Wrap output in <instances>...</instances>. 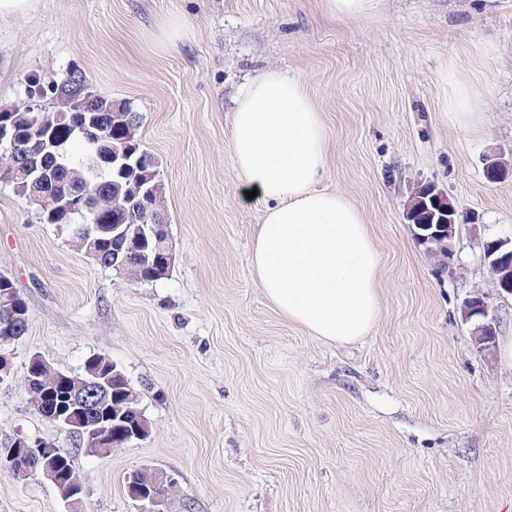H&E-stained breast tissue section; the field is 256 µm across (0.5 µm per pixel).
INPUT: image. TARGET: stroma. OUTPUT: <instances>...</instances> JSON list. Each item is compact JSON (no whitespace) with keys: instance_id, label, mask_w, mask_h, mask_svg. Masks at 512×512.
<instances>
[{"instance_id":"35a3bbf8","label":"stroma","mask_w":512,"mask_h":512,"mask_svg":"<svg viewBox=\"0 0 512 512\" xmlns=\"http://www.w3.org/2000/svg\"><path fill=\"white\" fill-rule=\"evenodd\" d=\"M173 18L186 32L169 43ZM269 69L321 112L324 184L361 212L381 257L378 320L350 345L288 321L250 264L264 206L243 196L231 119ZM72 71L139 113L174 262L130 281L0 183V273L29 307L0 382V512H137L126 478L142 468L174 478L172 512H512V296L482 249L512 234V0H379L364 21L322 0H38L0 18V108L27 104L28 78ZM455 79L478 94L465 125L448 110ZM427 185L457 209L448 261L408 218ZM473 294L496 319L490 353L464 317ZM35 354L71 373L94 354L117 363L148 437L78 451L28 402ZM19 438L71 455L75 503L14 474Z\"/></svg>"}]
</instances>
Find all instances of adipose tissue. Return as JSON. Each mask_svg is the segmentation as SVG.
I'll return each mask as SVG.
<instances>
[{"label": "adipose tissue", "instance_id": "obj_1", "mask_svg": "<svg viewBox=\"0 0 512 512\" xmlns=\"http://www.w3.org/2000/svg\"><path fill=\"white\" fill-rule=\"evenodd\" d=\"M241 186L265 207L250 262L288 320L332 343L366 336L379 316L380 255L362 214L323 189L327 139L303 84L277 70L253 79L233 113Z\"/></svg>", "mask_w": 512, "mask_h": 512}]
</instances>
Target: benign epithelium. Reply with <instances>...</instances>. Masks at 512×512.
Here are the masks:
<instances>
[{
	"label": "benign epithelium",
	"instance_id": "obj_1",
	"mask_svg": "<svg viewBox=\"0 0 512 512\" xmlns=\"http://www.w3.org/2000/svg\"><path fill=\"white\" fill-rule=\"evenodd\" d=\"M32 111L31 123L34 130L40 133L35 143L30 144L18 140L11 134L8 127L0 123V154L8 156L12 162V170L21 171L24 177L32 178L37 185H46L51 178L45 159L54 154L57 144L44 134L46 124V108L39 100H30ZM89 194L82 199L71 200L68 212L79 216L76 231L84 238L98 233L95 224L86 223L85 211L88 209ZM434 205L444 217L439 223L417 225V239L425 244L434 235L446 234L452 238L456 234L455 220L449 214L456 212L455 207L448 206V197L441 192L434 194ZM134 215L128 224L112 225V256L105 258L102 253L92 250L87 255L96 262L110 266L120 273L134 263L146 259L143 253H134L128 245L130 235L142 238L157 235L158 225L162 223L159 216L133 208ZM483 257L488 264L499 269V288L512 294V235L499 237L483 245ZM6 306L0 318V343L8 344L17 339L25 331L29 316L23 309L5 299ZM465 315L469 319L479 321L475 341L482 349L492 350L495 327L489 319V309L485 300L478 296L468 297L464 304ZM104 366L90 370V377L76 383H68L61 392V401L52 407L48 420L60 424L81 440L86 446L104 455L113 446L112 438L115 431H121V441L130 442L146 437L145 431L135 424L128 423L127 414L120 408L112 407V389L110 378L103 375ZM12 463L22 471L31 474L39 473L52 484L61 485L62 457L58 449L51 444L36 441L31 443L24 438L15 440L10 454ZM174 478L156 470H136L131 473L130 496L138 502L139 512H169L167 505Z\"/></svg>",
	"mask_w": 512,
	"mask_h": 512
}]
</instances>
